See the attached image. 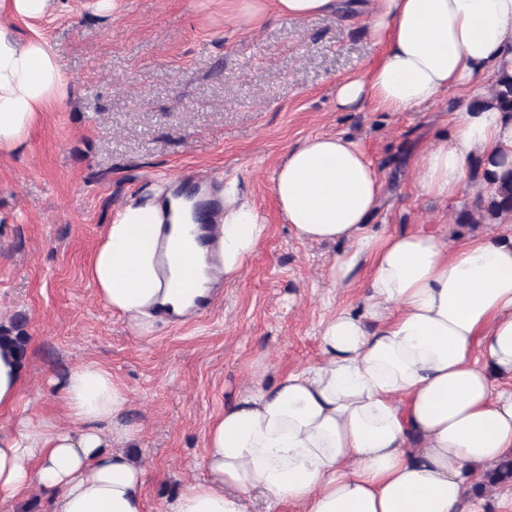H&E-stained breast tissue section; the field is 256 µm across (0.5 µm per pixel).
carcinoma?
I'll list each match as a JSON object with an SVG mask.
<instances>
[{"instance_id": "1", "label": "carcinoma", "mask_w": 512, "mask_h": 512, "mask_svg": "<svg viewBox=\"0 0 512 512\" xmlns=\"http://www.w3.org/2000/svg\"><path fill=\"white\" fill-rule=\"evenodd\" d=\"M489 99L503 112L512 113V75L504 73L493 86ZM474 177L486 183L489 193L479 196V217L486 222H512V161L500 155L478 161ZM14 349L24 356L26 336L22 324L14 321L10 326L0 325V346ZM512 481V455L506 456L494 467L486 470L481 480L474 484L477 495L487 489Z\"/></svg>"}]
</instances>
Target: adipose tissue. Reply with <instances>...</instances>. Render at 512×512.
<instances>
[{
  "label": "adipose tissue",
  "mask_w": 512,
  "mask_h": 512,
  "mask_svg": "<svg viewBox=\"0 0 512 512\" xmlns=\"http://www.w3.org/2000/svg\"><path fill=\"white\" fill-rule=\"evenodd\" d=\"M338 0H239L245 22L268 13L332 15ZM381 55L365 77L336 85V105L407 112L473 79L512 74V0H369ZM68 82L38 32L0 31V152L21 146ZM512 158V113L461 100L449 139L423 156L419 176L437 198L455 197L477 159ZM273 194L297 238L342 243L330 266L339 286L369 262L361 310L332 314L322 359L258 386L208 423L197 466L167 512H251L262 495L301 512H480L468 492L512 453V238L486 233L452 245L447 225L372 232L381 180L359 145L316 135L288 151ZM190 204L161 191L132 202L108 225L90 263L101 299L136 332L192 315L216 273L197 247L183 253L196 286L160 288L161 235L176 239ZM267 231L259 213L224 185V273H238ZM24 370L0 348V412L15 411ZM70 421L20 417L0 427V502L38 491L45 512H146L148 471L128 451L129 392L89 361L59 383Z\"/></svg>",
  "instance_id": "obj_1"
}]
</instances>
